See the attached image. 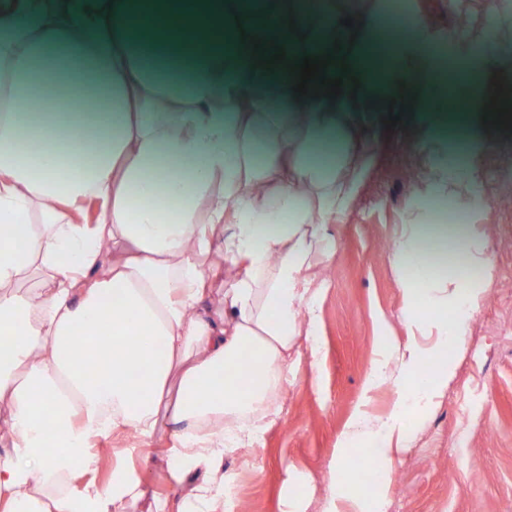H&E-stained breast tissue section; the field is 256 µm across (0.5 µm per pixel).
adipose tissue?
I'll return each mask as SVG.
<instances>
[{"instance_id": "obj_1", "label": "adipose tissue", "mask_w": 512, "mask_h": 512, "mask_svg": "<svg viewBox=\"0 0 512 512\" xmlns=\"http://www.w3.org/2000/svg\"><path fill=\"white\" fill-rule=\"evenodd\" d=\"M353 10L361 56L342 79H358L366 109L394 78L423 109L448 99L470 119L482 69L447 60L416 24L379 42L378 0ZM236 28L224 0H114L91 25L38 5L0 12V512H128L141 483L121 469L109 486L92 481L94 443L120 454L126 438L150 448L169 433L172 468L205 472L182 512H220L221 459L280 418L299 340L319 348L325 223L349 212L374 154L355 146L354 113L293 96L308 41L282 30L284 63L245 83L256 54ZM468 136L485 140L482 123ZM448 165L424 180L450 204L470 201L479 171L464 153ZM390 261L411 338L433 342L381 337L367 387L397 398L339 436L324 512H383L388 484L356 499L345 461L361 440L379 441L384 468L411 448L402 408L442 396L492 266L476 230L412 222Z\"/></svg>"}]
</instances>
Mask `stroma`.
I'll use <instances>...</instances> for the list:
<instances>
[{
    "label": "stroma",
    "instance_id": "stroma-1",
    "mask_svg": "<svg viewBox=\"0 0 512 512\" xmlns=\"http://www.w3.org/2000/svg\"><path fill=\"white\" fill-rule=\"evenodd\" d=\"M403 4L456 56L483 50L474 35L496 25L498 9L512 15V0ZM460 11L468 20L463 34L456 20ZM400 96L397 84L378 88L374 98L380 111L357 117V137L373 147L375 162L349 213L327 224L335 250L325 265L319 301V349H302L282 415L263 433L257 449H239L221 462L249 512H323L336 441L346 424L364 407L384 415L395 399L389 387L366 389L378 337L408 339L399 276L380 245L394 243L407 218L419 224L430 220L424 192L403 176L415 158L419 133L431 131L443 146L466 143L468 136L464 124L449 123L447 112L418 107L407 124L386 128L383 110ZM509 154L512 130L505 129L474 153L482 174L475 192L489 202L477 219L493 255L491 284L464 340L451 351L454 372L439 403L423 412L405 411V420L418 426L417 440L393 463L387 512H512V167L503 165ZM174 444L169 437L120 457L101 454L93 479L108 484L113 467L123 464L141 481L149 500L167 502V512H178L184 486L200 482L203 474L179 476L169 469L166 456Z\"/></svg>",
    "mask_w": 512,
    "mask_h": 512
}]
</instances>
